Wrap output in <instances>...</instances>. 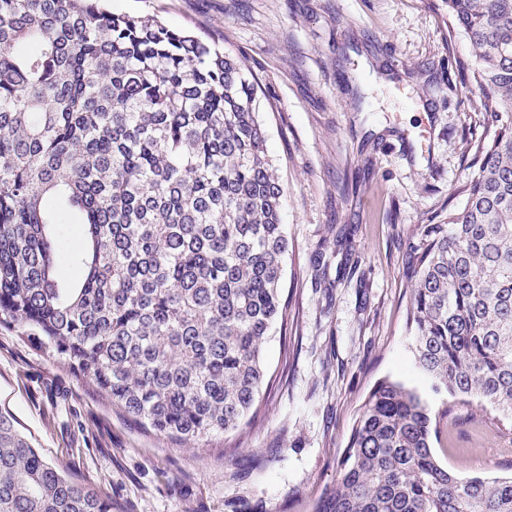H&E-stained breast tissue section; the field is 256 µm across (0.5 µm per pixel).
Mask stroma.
I'll use <instances>...</instances> for the list:
<instances>
[{
    "label": "stroma",
    "mask_w": 512,
    "mask_h": 512,
    "mask_svg": "<svg viewBox=\"0 0 512 512\" xmlns=\"http://www.w3.org/2000/svg\"><path fill=\"white\" fill-rule=\"evenodd\" d=\"M240 58L259 84L285 193L288 321L264 346L270 383L241 431L204 449L146 431L69 367L0 327V410L112 512H312L356 413L384 377L440 411L458 476L512 468V421L430 392L412 367L406 274L415 227L461 207L493 123L462 70L445 0H108Z\"/></svg>",
    "instance_id": "1"
}]
</instances>
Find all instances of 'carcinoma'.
Returning a JSON list of instances; mask_svg holds the SVG:
<instances>
[{"instance_id":"obj_1","label":"carcinoma","mask_w":512,"mask_h":512,"mask_svg":"<svg viewBox=\"0 0 512 512\" xmlns=\"http://www.w3.org/2000/svg\"><path fill=\"white\" fill-rule=\"evenodd\" d=\"M102 2L0 0V325L143 428L205 447L258 408L286 318L285 188L242 62ZM448 19L498 125L464 207L417 228L406 323L435 392L512 421V0H448ZM69 215L80 251L56 232ZM438 443L416 388L377 381L313 512H512V474L459 477ZM0 512L112 499L0 410Z\"/></svg>"}]
</instances>
